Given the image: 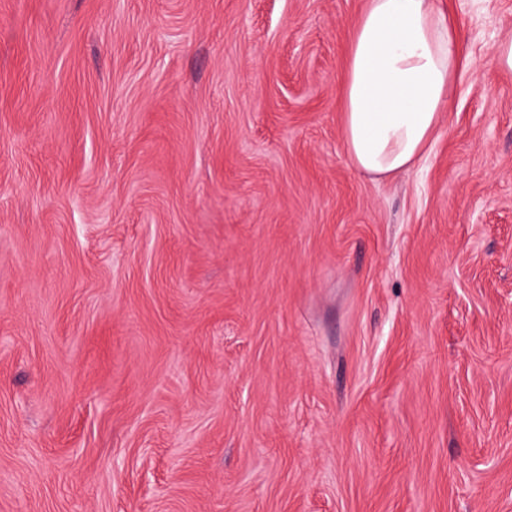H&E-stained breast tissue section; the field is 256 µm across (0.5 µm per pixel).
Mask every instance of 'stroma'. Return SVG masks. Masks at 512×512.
Listing matches in <instances>:
<instances>
[{
  "label": "stroma",
  "instance_id": "obj_1",
  "mask_svg": "<svg viewBox=\"0 0 512 512\" xmlns=\"http://www.w3.org/2000/svg\"><path fill=\"white\" fill-rule=\"evenodd\" d=\"M365 0H0V512H512V0L354 170Z\"/></svg>",
  "mask_w": 512,
  "mask_h": 512
}]
</instances>
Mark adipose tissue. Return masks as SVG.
I'll return each instance as SVG.
<instances>
[{
	"label": "adipose tissue",
	"instance_id": "obj_1",
	"mask_svg": "<svg viewBox=\"0 0 512 512\" xmlns=\"http://www.w3.org/2000/svg\"><path fill=\"white\" fill-rule=\"evenodd\" d=\"M457 40L436 0H367L343 82V135L356 170L389 178L425 154L454 90Z\"/></svg>",
	"mask_w": 512,
	"mask_h": 512
}]
</instances>
